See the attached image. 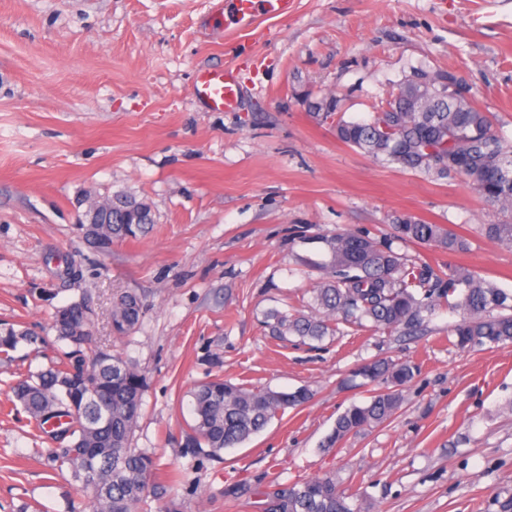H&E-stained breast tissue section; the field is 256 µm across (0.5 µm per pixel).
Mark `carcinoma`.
<instances>
[{
    "mask_svg": "<svg viewBox=\"0 0 512 512\" xmlns=\"http://www.w3.org/2000/svg\"><path fill=\"white\" fill-rule=\"evenodd\" d=\"M448 98V85L437 82L429 111L415 112L411 103L399 99L390 111L373 112L365 120L338 118L336 138L403 170L437 179L457 175L487 203L511 209L512 139L475 102H461L454 112ZM105 201L112 206V223L80 225L87 242L103 254L112 250V242L136 240L155 223L150 205L130 192L116 191ZM393 229L391 238H378L365 227L320 237L329 261L301 260L304 267L324 270L309 290L310 313L267 312L264 323L272 334L320 343L342 332L344 325L355 331L412 336L426 330L445 306L464 313L450 329L459 349L512 345V291L465 266L416 263L393 247L397 239L458 253L468 245L463 236L413 217L398 219ZM483 230L512 249V224H485ZM145 310L136 292L112 293V333L131 334ZM95 316L86 298L57 309L51 330L67 351L46 369L17 381L12 393L40 430L65 422L60 434L65 442L50 449V455L57 470L68 468L74 479L93 490L95 512H136L156 492L149 480L159 470L151 454L130 445L145 378L133 364L94 345ZM40 342L42 338L25 327L0 323V354L7 359L19 346ZM418 371L413 362L386 358L362 364L355 376L369 388V400L336 417L322 449L391 421ZM191 396L192 434L186 447L200 452L206 447L203 452L209 457L244 444L285 409H299L311 399L305 387L284 392L221 378L199 383ZM264 496L263 512H364L357 495L341 488L331 474L286 487L273 483Z\"/></svg>",
    "mask_w": 512,
    "mask_h": 512,
    "instance_id": "obj_1",
    "label": "carcinoma"
}]
</instances>
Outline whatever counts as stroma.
Wrapping results in <instances>:
<instances>
[{"label": "stroma", "mask_w": 512, "mask_h": 512, "mask_svg": "<svg viewBox=\"0 0 512 512\" xmlns=\"http://www.w3.org/2000/svg\"><path fill=\"white\" fill-rule=\"evenodd\" d=\"M212 0H0V321L43 337L0 360V512H87L90 494L52 470L53 442L13 398L61 346L56 308L89 298L94 339L147 388L134 447L176 476L179 512H260L270 483L324 473L378 512H504L512 502V345L462 351L440 309L426 335L361 331L323 343L272 335L267 311L300 309L327 260L318 238L400 216L443 224L468 248L400 244L512 291V249L482 225L512 222L456 176L434 179L340 142L414 69L452 70L512 138V0H295L260 30L225 35ZM233 67L245 96L212 112L197 70ZM145 198L156 222L106 254L79 227L86 201ZM76 275H68L67 267ZM139 293L135 332L113 337L112 291ZM384 357L420 373L393 422L321 448L337 415L367 401L355 370ZM221 377L291 392L286 410L221 458L185 448L190 390Z\"/></svg>", "instance_id": "obj_1"}]
</instances>
